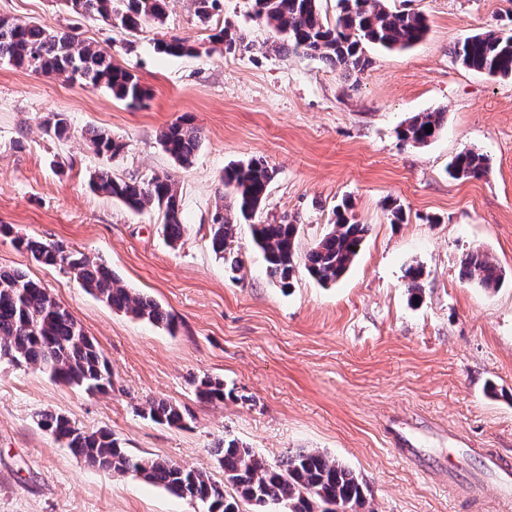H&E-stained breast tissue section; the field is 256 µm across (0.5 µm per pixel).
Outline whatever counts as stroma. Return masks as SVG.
<instances>
[{"mask_svg":"<svg viewBox=\"0 0 512 512\" xmlns=\"http://www.w3.org/2000/svg\"><path fill=\"white\" fill-rule=\"evenodd\" d=\"M210 22L191 0H171L161 25L135 33L59 0H0V16L55 29L107 49L147 89L128 106L103 88L0 64V267L48 288L112 364L114 389L90 394L0 359V512H199L132 475L89 467L37 424L62 413L87 431L107 429L132 455H159L223 481L217 449L236 438L276 463L319 450L366 483L375 512H512V78L462 68L453 45L478 31L512 29V0H389L422 12L426 37L410 49L367 48L371 66L348 77L320 59L272 51L274 33L254 0H221ZM233 22L249 50H212L213 27ZM178 36L196 56L158 53ZM441 111L439 136L414 146L398 126ZM63 114L70 136L45 134ZM187 118L201 130L182 168L159 133ZM98 128L126 142L114 158L85 137ZM489 157L485 178L456 180L449 160ZM259 158L274 171L259 220L300 226L308 251L349 200L370 230L346 276L325 288L297 270L292 288L271 277L237 227L236 277L210 246L211 215L226 165ZM176 180L185 232L169 245L156 212L134 213L90 190L91 173ZM404 221L392 223L389 207ZM79 249L122 284L177 318L176 333L111 307L58 268L34 262L16 237ZM485 253L499 288L461 280V259ZM423 271L411 300L409 268ZM224 382L225 398L198 402L192 378ZM186 408L187 427L143 418L147 400Z\"/></svg>","mask_w":512,"mask_h":512,"instance_id":"stroma-1","label":"stroma"}]
</instances>
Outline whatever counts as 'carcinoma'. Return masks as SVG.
<instances>
[{
	"mask_svg": "<svg viewBox=\"0 0 512 512\" xmlns=\"http://www.w3.org/2000/svg\"><path fill=\"white\" fill-rule=\"evenodd\" d=\"M78 15H98L110 26L133 33L148 24H163L170 0H74ZM195 15L207 22L220 0H192ZM335 21L325 20L319 0H254V15L273 30L275 52L292 51L316 56L348 74L364 72L370 59L365 46L404 50L428 32L426 17L414 11H394L387 0H338ZM210 41L231 53L241 48L244 36L232 23L213 33ZM156 50L171 56L194 55L199 50L179 37L160 39ZM451 54L463 67L489 76L512 77V34L488 30L454 44ZM0 63L43 76L63 77L82 86L105 87L130 105H142L147 91L126 68L116 64L105 49L87 43L71 31L51 30L34 22L0 17ZM445 120L443 112H420L398 131L414 145L434 140ZM432 127L426 132L424 126ZM96 154L115 157L127 144L106 130L86 132ZM162 149L178 165L187 167L199 150V129L188 120L166 126L159 135ZM455 179H480L490 171L487 156L465 150L448 164ZM273 170L262 159H250L224 168L223 193L211 219V247L224 260L229 275L240 271L234 255L237 221H249L261 212L268 197ZM90 187L121 201L129 210L162 214V232L172 244L184 234L178 188L163 172L148 179H123L102 168L90 176ZM229 203H224V199ZM231 210L234 218L225 212ZM369 232L349 213L347 204L336 210V222L302 254L298 250L300 225H251L254 245L262 252L269 273L281 287L289 288L298 266H304L319 284L334 285L349 270ZM18 247L38 264L59 267L112 309L153 325L176 329L175 317L153 299L121 284L112 268L61 243L33 237L16 239ZM461 276L485 289H496L502 270L476 249L461 261ZM15 364L38 369L51 380L89 393L113 389L112 365L85 333L78 320L40 283L18 269L0 268V356ZM201 402H224V382L210 377L195 381ZM142 416L157 424L182 428L187 418L181 408L166 400L147 403ZM39 425L57 441L97 469L131 474L163 487L170 495L200 504L205 512H241L248 504L257 512H359L367 504V488L346 466L318 450H301L271 465L235 438L224 439L218 449L224 483L204 471L159 457L128 454L109 430L87 432L67 416L40 415ZM229 485L234 495H224Z\"/></svg>",
	"mask_w": 512,
	"mask_h": 512,
	"instance_id": "carcinoma-1",
	"label": "carcinoma"
}]
</instances>
